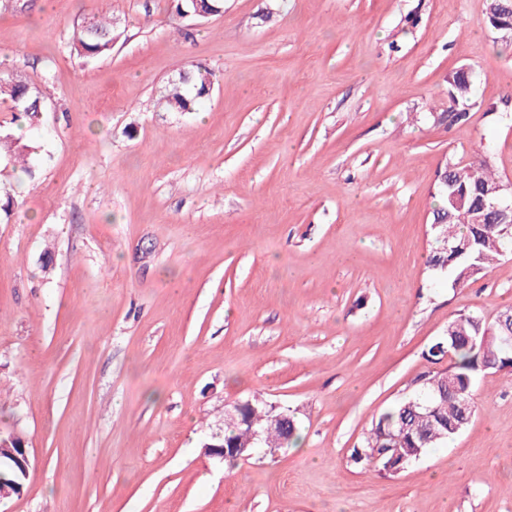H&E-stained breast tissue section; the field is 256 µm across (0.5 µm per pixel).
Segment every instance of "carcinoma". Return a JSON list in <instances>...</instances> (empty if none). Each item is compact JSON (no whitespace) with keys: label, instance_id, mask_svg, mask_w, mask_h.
Instances as JSON below:
<instances>
[{"label":"carcinoma","instance_id":"obj_1","mask_svg":"<svg viewBox=\"0 0 512 512\" xmlns=\"http://www.w3.org/2000/svg\"><path fill=\"white\" fill-rule=\"evenodd\" d=\"M182 14L196 16L201 10L216 14L224 0H181ZM512 18V0H490L487 23L491 28L506 25ZM116 39L114 23L99 16L81 21L73 29L72 47L87 60L112 51ZM211 88L208 74L188 73V79H174L161 92L158 104L165 112H189ZM14 104V120L34 125L42 109L39 92L17 78L0 79V97ZM476 99L473 81L459 70L448 76V111L462 120ZM24 157L33 147L19 144L10 134H0V152ZM498 182L489 161L480 159L464 166L446 164L440 170L430 224L431 252L427 267L446 272L451 286H462L492 271L504 257L505 242L500 228L492 222L485 208L488 186ZM504 330L498 321H487L473 314H458L448 324V349L454 354L451 365L442 370H427L413 382L412 392L398 400L372 421L361 444L352 448L349 461L355 467H371L382 476H394L429 449L453 440L462 432L458 398L474 396V381L480 371L493 370L512 374V348L500 341ZM230 409L238 413L237 421L224 429L225 460L236 462L234 448L261 434L260 446L283 448L299 439L296 411L275 407L254 398L236 401ZM23 490V477L8 459L0 454V498L17 496Z\"/></svg>","mask_w":512,"mask_h":512}]
</instances>
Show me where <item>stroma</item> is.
I'll return each mask as SVG.
<instances>
[{"label":"stroma","mask_w":512,"mask_h":512,"mask_svg":"<svg viewBox=\"0 0 512 512\" xmlns=\"http://www.w3.org/2000/svg\"><path fill=\"white\" fill-rule=\"evenodd\" d=\"M486 0H0V77L43 98L26 179L0 157V433L27 442L0 512H512V380L479 374L447 446L383 477L349 462L459 313L512 306V256L427 271L437 172L512 183V48ZM117 24L109 55L72 29ZM212 73L190 112L157 100ZM471 69L477 105L448 111ZM296 409L298 444L225 467L228 404ZM90 18L92 20L88 23L87 18L78 23L72 33V47L78 55L87 60L110 53L117 36L112 19L100 16ZM475 99L474 84L466 71L461 69L448 76V111L455 112L457 120L467 116Z\"/></svg>","instance_id":"stroma-1"}]
</instances>
